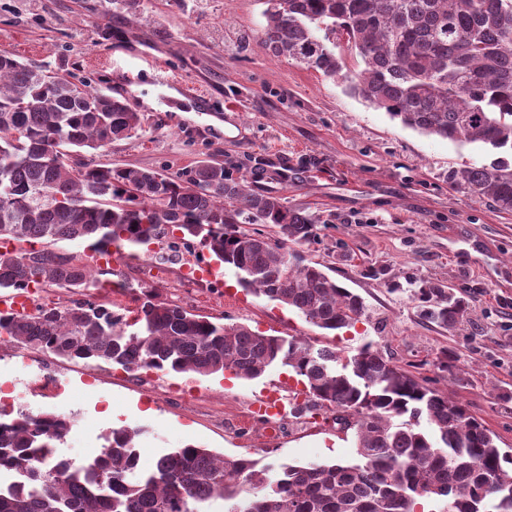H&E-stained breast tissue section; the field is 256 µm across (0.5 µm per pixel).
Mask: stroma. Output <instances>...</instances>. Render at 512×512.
I'll return each mask as SVG.
<instances>
[{"label": "stroma", "instance_id": "obj_1", "mask_svg": "<svg viewBox=\"0 0 512 512\" xmlns=\"http://www.w3.org/2000/svg\"><path fill=\"white\" fill-rule=\"evenodd\" d=\"M265 0H143L137 15L110 0H0V51L110 93L143 114L132 138L85 152L101 166L171 174L216 161L229 177L319 217L300 248L366 312L354 328L325 331L243 289L234 268L211 262L186 283L178 264L113 256V278L154 289L215 322L353 355L373 345L430 388L466 405L512 448V212L449 184V170L490 162L477 144L404 127L306 66L272 54L261 38ZM200 85L206 103L156 84L158 71ZM445 280L471 297V320L451 332L422 321L407 277ZM452 371L439 366L442 351ZM288 371L255 379L158 372L136 379L106 364L70 361L15 344L0 347V408L66 415L59 451L75 463L101 453L112 429H140L143 465L188 445L263 465L354 461L353 434L332 420L277 425L250 413L256 393L288 397ZM190 383L193 395L177 394Z\"/></svg>", "mask_w": 512, "mask_h": 512}]
</instances>
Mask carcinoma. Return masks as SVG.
<instances>
[{"mask_svg": "<svg viewBox=\"0 0 512 512\" xmlns=\"http://www.w3.org/2000/svg\"><path fill=\"white\" fill-rule=\"evenodd\" d=\"M266 4L261 34L275 55L341 79L405 127L502 153L450 171L448 182L512 212V162L503 158L512 154V0ZM348 55L362 64L353 75ZM142 124L124 100L0 51V297L24 293L32 303L21 313L0 310V336L133 375L254 379L279 364L303 386L309 413L332 412L354 431L356 460L284 464L273 477L254 459L187 446L144 467L140 431L120 427L94 463L48 469L70 420L0 412V473L16 474L0 488V512H210L217 500L226 512H417L422 499L447 501L446 512H512V453L463 404L371 346L343 357L211 321L147 288L131 319L94 300L112 286L102 259L142 249L167 264L199 248L236 269L242 288L320 329L351 328L364 315L358 295L305 262L297 247L313 240L316 221L281 197L229 178L217 163L183 176L81 159V150L129 139ZM62 241H85L88 252L59 251ZM52 286L79 298L41 301ZM411 297L425 322L454 329L468 321V299L445 281H415Z\"/></svg>", "mask_w": 512, "mask_h": 512, "instance_id": "carcinoma-1", "label": "carcinoma"}]
</instances>
